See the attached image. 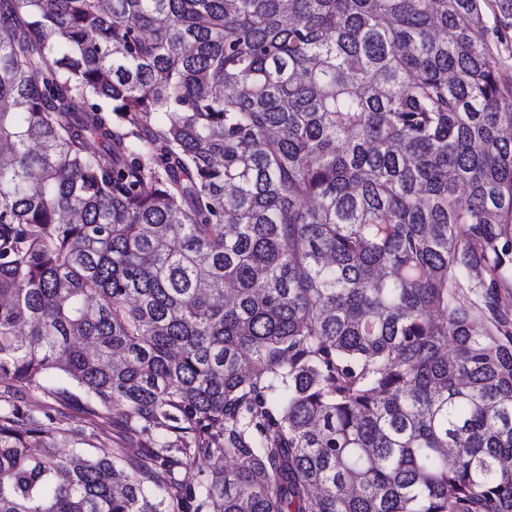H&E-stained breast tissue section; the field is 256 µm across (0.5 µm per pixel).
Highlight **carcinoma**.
Here are the masks:
<instances>
[{
  "label": "carcinoma",
  "mask_w": 512,
  "mask_h": 512,
  "mask_svg": "<svg viewBox=\"0 0 512 512\" xmlns=\"http://www.w3.org/2000/svg\"><path fill=\"white\" fill-rule=\"evenodd\" d=\"M491 33L512 0H0V383L142 439L0 405V512H512ZM0 397L2 405L5 404V400L23 397L22 400L30 408L40 412L41 415L46 414L53 418V426L60 432L86 425L88 432L94 430L96 434L95 438L91 439L94 445H100L101 442L112 446L113 442H118L123 448H127L129 457H137L142 451L140 440L126 433L121 424L117 422L102 424L96 420L93 425L88 424L89 418L74 401H62L37 389L7 388L3 383L0 384Z\"/></svg>",
  "instance_id": "cac0c4a2"
}]
</instances>
